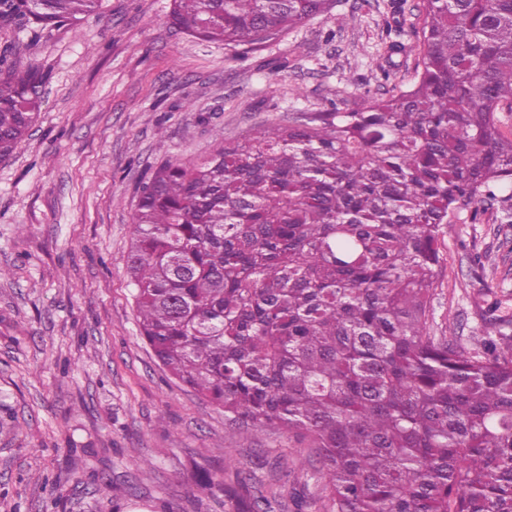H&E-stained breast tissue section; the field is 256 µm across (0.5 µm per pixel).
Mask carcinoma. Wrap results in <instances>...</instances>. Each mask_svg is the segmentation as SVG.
<instances>
[{"label":"carcinoma","instance_id":"carcinoma-1","mask_svg":"<svg viewBox=\"0 0 512 512\" xmlns=\"http://www.w3.org/2000/svg\"><path fill=\"white\" fill-rule=\"evenodd\" d=\"M332 0H173L200 41L257 45ZM103 0H0V23L76 26ZM416 80L352 112H303L143 183L126 270L140 335L254 432L316 449L328 512H512V336L428 333L448 217L512 181V0H420ZM42 77L0 75V160ZM266 512V497H227Z\"/></svg>","mask_w":512,"mask_h":512}]
</instances>
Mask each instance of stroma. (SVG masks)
I'll return each mask as SVG.
<instances>
[{"label": "stroma", "instance_id": "stroma-1", "mask_svg": "<svg viewBox=\"0 0 512 512\" xmlns=\"http://www.w3.org/2000/svg\"><path fill=\"white\" fill-rule=\"evenodd\" d=\"M416 2L336 0L255 49L176 31L171 0H104L78 28L37 36L0 25L10 65L43 79L30 135L0 161V512H224L228 488L276 496V512H326L309 439L227 420L140 340L126 273L137 191L162 162L202 158L218 138L411 84ZM397 9L403 50L387 58ZM493 304L497 328L485 321ZM428 326L463 351L512 334L501 209L478 224L466 209L450 215Z\"/></svg>", "mask_w": 512, "mask_h": 512}]
</instances>
